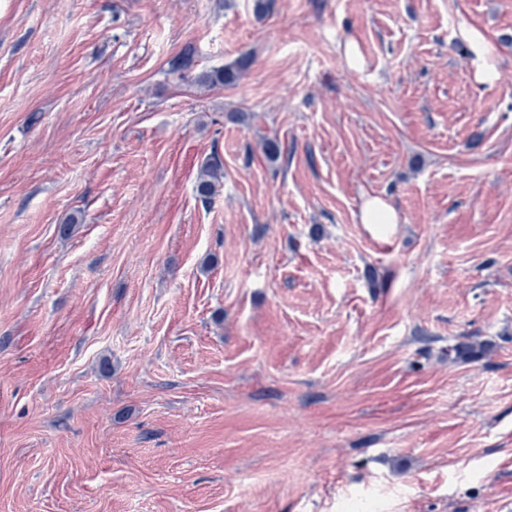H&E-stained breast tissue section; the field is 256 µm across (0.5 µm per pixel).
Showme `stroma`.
<instances>
[{"label":"stroma","mask_w":512,"mask_h":512,"mask_svg":"<svg viewBox=\"0 0 512 512\" xmlns=\"http://www.w3.org/2000/svg\"><path fill=\"white\" fill-rule=\"evenodd\" d=\"M351 498L512 512V0H0V512ZM244 67L245 60L240 59L234 64L206 73L203 80L212 85H231L239 78ZM224 166L219 156L214 153L202 165L195 190L202 201L210 200L219 190L224 176ZM395 211L384 201L374 198L369 200L362 215L365 224H394Z\"/></svg>","instance_id":"obj_1"}]
</instances>
